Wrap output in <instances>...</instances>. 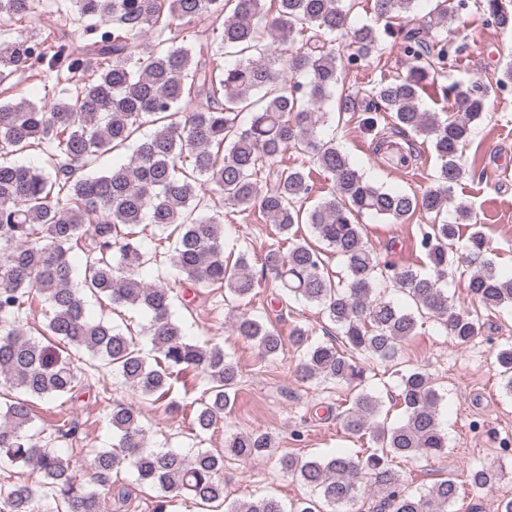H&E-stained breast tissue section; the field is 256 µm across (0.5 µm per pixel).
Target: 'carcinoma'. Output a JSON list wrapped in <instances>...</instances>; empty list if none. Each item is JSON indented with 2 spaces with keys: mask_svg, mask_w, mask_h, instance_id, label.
<instances>
[{
  "mask_svg": "<svg viewBox=\"0 0 512 512\" xmlns=\"http://www.w3.org/2000/svg\"><path fill=\"white\" fill-rule=\"evenodd\" d=\"M33 2L0 0V27L29 17ZM68 2L77 20L90 22V42L62 37L49 52L18 30L0 47L1 88L35 68L60 87L48 108L26 98L0 102V375L21 393L0 401V461L40 475L32 484L19 481L3 490L0 512H100L112 491V472L124 465L154 493V512H166L169 499L181 494L224 512H362L365 480L378 494L376 512H448L463 486L475 491L499 485L505 471L481 467L470 469L463 482L450 475L424 492L411 491L394 460L444 454L441 397L426 371L406 370L399 380L403 417L385 426L376 421L381 401L355 358L395 361L399 345L415 335L425 315L460 346L479 336V315L456 307L441 288L456 260L468 268V293L485 309L512 305V275L485 259L490 242L482 230L462 237L473 212L452 198L466 174L463 147L482 119L487 88L474 81L457 93V118L442 119L418 106L427 82L447 74L453 41L396 23L416 0H373L375 17L384 21L381 32L352 26V0H275V10L267 0ZM434 2L435 27L460 18L468 7L467 0ZM479 6L497 26L512 28V0H479ZM217 21L221 27L212 39L177 43L178 25ZM338 38L349 40L341 53L326 45ZM386 39L411 60L406 74L380 80L360 100L339 96L336 110L353 112L362 103L370 127L388 112L397 133L431 143L435 184L419 195L367 181L335 140L319 131L328 119L320 103L337 89L345 68L367 64ZM223 55L236 57L235 63H219ZM86 74L91 79L81 81ZM300 74L308 80H296ZM130 145L128 162L86 174L105 155ZM32 150L42 165L11 160ZM288 151L300 161L276 165ZM314 172L330 177L333 191L305 210ZM202 182L211 185L218 203L198 195ZM450 207L454 220L448 222L441 215ZM418 210L431 216L419 243L426 273L379 256L358 222L371 214L396 224ZM226 211L258 214L273 225L280 243L260 255L261 277L271 279L280 302L292 298L321 307L341 336L312 344L305 327L289 331V342L303 351L301 377L347 387L345 429L370 434L376 449L364 458L349 452L283 454L279 471L309 487V498L286 505L266 494L226 506L225 462L273 456V433H236L225 439L224 450L200 448L189 457L148 447L139 409L115 402L108 416L115 443L89 449L91 476L82 478L80 461L50 447L33 423L37 403L50 404L53 439L77 435L62 399L82 389L85 362H101L140 399L155 404L168 399L174 383L203 374L208 388L192 420L200 433L231 411L237 363L223 347L187 337L173 289L139 279V270L162 247L189 283L222 288L226 301L248 304L257 284L252 257L248 251L225 255ZM141 224L163 233L156 248L144 246ZM303 224L325 248L299 235ZM326 248L341 258L345 276L337 279L328 269ZM382 283L403 294L406 305L387 297ZM89 297L108 301L115 314L122 308L148 313L150 351L113 321L93 317ZM37 300L49 305L46 321L26 327L20 317ZM231 330L266 360L283 346L281 331L261 315L240 312ZM495 365L512 393V345L497 349Z\"/></svg>",
  "mask_w": 512,
  "mask_h": 512,
  "instance_id": "carcinoma-1",
  "label": "carcinoma"
}]
</instances>
